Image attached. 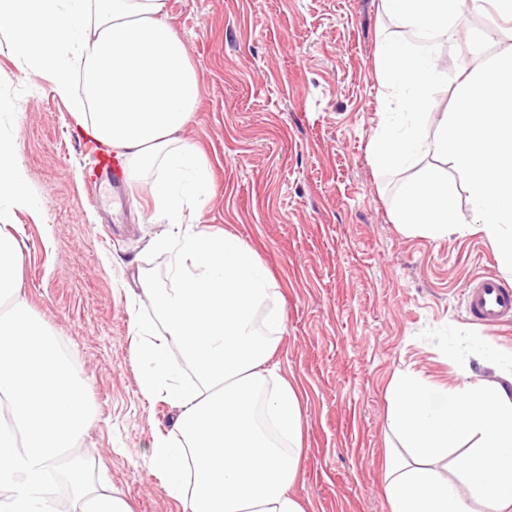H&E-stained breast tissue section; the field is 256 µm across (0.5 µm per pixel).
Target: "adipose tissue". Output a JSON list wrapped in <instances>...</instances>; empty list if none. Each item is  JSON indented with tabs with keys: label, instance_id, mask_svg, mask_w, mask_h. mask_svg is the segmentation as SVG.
I'll list each match as a JSON object with an SVG mask.
<instances>
[{
	"label": "adipose tissue",
	"instance_id": "ef3b65f1",
	"mask_svg": "<svg viewBox=\"0 0 512 512\" xmlns=\"http://www.w3.org/2000/svg\"><path fill=\"white\" fill-rule=\"evenodd\" d=\"M166 9L167 0H0V31L17 66L49 76L94 139L135 173L163 172L151 191L177 232L150 246L167 256L176 285L142 281L163 333L130 314L140 391L176 410L171 432L152 440L150 469L186 512H304L290 493L302 455L300 398L273 362L282 319L270 314L269 334L257 328L274 283L238 237L184 221L212 181L197 149L178 138L200 86ZM185 364L195 383L183 380ZM387 395L388 430L402 444L385 459L389 512H512L511 389L467 381L442 389L408 371ZM467 443L474 450L456 460L458 479L443 477L438 463Z\"/></svg>",
	"mask_w": 512,
	"mask_h": 512
}]
</instances>
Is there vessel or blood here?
<instances>
[{
	"label": "vessel or blood",
	"mask_w": 512,
	"mask_h": 512,
	"mask_svg": "<svg viewBox=\"0 0 512 512\" xmlns=\"http://www.w3.org/2000/svg\"><path fill=\"white\" fill-rule=\"evenodd\" d=\"M103 183L110 185L113 197L122 196V168L108 154L101 161L96 183L89 191L90 196H97ZM464 299L468 315L484 326L496 327L512 321V287L506 286L495 275L482 274L473 278L465 290Z\"/></svg>",
	"instance_id": "vessel-or-blood-1"
}]
</instances>
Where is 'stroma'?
<instances>
[{
    "label": "stroma",
    "mask_w": 512,
    "mask_h": 512,
    "mask_svg": "<svg viewBox=\"0 0 512 512\" xmlns=\"http://www.w3.org/2000/svg\"><path fill=\"white\" fill-rule=\"evenodd\" d=\"M200 96L181 134L206 162L214 193L199 228L227 231L268 269L283 315L273 357L294 382L303 455L291 494L305 512H389L382 462L390 444L387 388L413 371L451 387L512 373V322L485 328L462 290L499 274L479 233L431 238L393 224L395 189L420 166L388 177L369 158L382 88L377 50L400 30L380 0H167ZM0 34V78L26 86L16 109L17 158L40 212L13 209L22 228L19 274L30 309L87 381L94 418L83 446L104 483L132 512H183L145 457L175 410L139 389L130 306L139 276L174 282L149 241L170 232L149 222L155 172L126 184L121 208L85 184L97 157L83 127L42 74L21 73ZM500 352L483 360L481 348Z\"/></svg>",
    "instance_id": "obj_1"
}]
</instances>
